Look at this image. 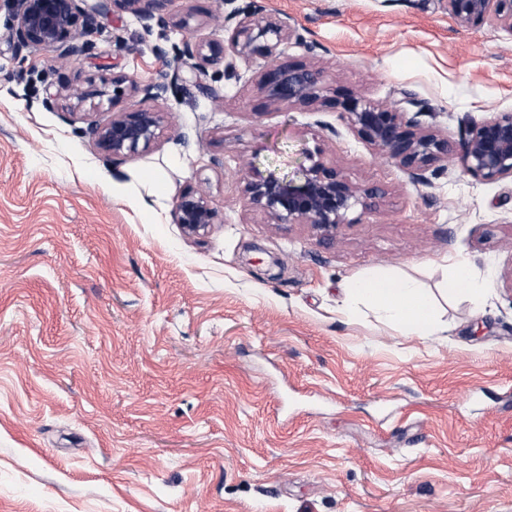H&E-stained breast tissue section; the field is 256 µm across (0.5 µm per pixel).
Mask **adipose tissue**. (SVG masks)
<instances>
[{
  "label": "adipose tissue",
  "instance_id": "adipose-tissue-1",
  "mask_svg": "<svg viewBox=\"0 0 512 512\" xmlns=\"http://www.w3.org/2000/svg\"><path fill=\"white\" fill-rule=\"evenodd\" d=\"M346 298L369 302L400 335L427 338L439 331L432 297L413 280L376 273L353 282Z\"/></svg>",
  "mask_w": 512,
  "mask_h": 512
}]
</instances>
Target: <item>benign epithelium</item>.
I'll list each match as a JSON object with an SVG mask.
<instances>
[{
	"instance_id": "7a95c632",
	"label": "benign epithelium",
	"mask_w": 512,
	"mask_h": 512,
	"mask_svg": "<svg viewBox=\"0 0 512 512\" xmlns=\"http://www.w3.org/2000/svg\"><path fill=\"white\" fill-rule=\"evenodd\" d=\"M80 0H11L13 25L7 40L17 51H53L60 59L84 52L83 38L97 32L99 18L118 8L133 14L146 31L169 26L168 7L173 0H94L85 6ZM448 16L461 28L501 27L512 31V0H443ZM227 19L234 22L230 45L238 54L261 57L267 61L259 84L272 105H298L307 110L319 103L332 102L340 109L343 121L366 143L386 155L398 166L422 181L424 173L437 165L447 168L449 160L460 157L466 171L484 181L512 179V112L495 115L469 125L466 137L452 141L432 130H425L414 116L393 105H378L346 94L331 100L324 92L321 72L306 65L278 62L283 46L303 43L288 16L267 17L260 12L236 7ZM186 41L169 63L168 71L140 86L124 75L112 76L113 92H124L123 85L143 94L145 101L166 99L168 91L189 68L195 76L218 63L224 50ZM166 114L152 107L117 112L104 126L90 125L86 130L100 151L112 161L150 151L162 135ZM386 195L377 185L353 187L336 166L318 159L302 170L296 182L270 175L254 178L243 187L248 206L267 213L277 224H307L325 239L336 236V229L347 223L356 207L377 205ZM174 222L191 236L204 233L217 223L218 212L200 191L179 194L173 211Z\"/></svg>"
}]
</instances>
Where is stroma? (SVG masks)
Here are the masks:
<instances>
[{"instance_id":"stroma-1","label":"stroma","mask_w":512,"mask_h":512,"mask_svg":"<svg viewBox=\"0 0 512 512\" xmlns=\"http://www.w3.org/2000/svg\"><path fill=\"white\" fill-rule=\"evenodd\" d=\"M254 2L288 13L304 41L283 61L329 89L455 141L512 112V33L457 27L442 0L236 5ZM169 10L186 26L114 10L62 61L16 51L0 0V512H512V181L456 158L415 182L338 109L267 106L263 59L232 53L234 76L178 82L156 148L112 164L82 130L143 100L105 77L229 44L221 0ZM317 155L388 190L329 244L242 195ZM145 174L162 188L131 205ZM187 189L220 214L199 237L174 222ZM458 260L469 287L445 292ZM374 271L417 281L441 335L347 304Z\"/></svg>"}]
</instances>
